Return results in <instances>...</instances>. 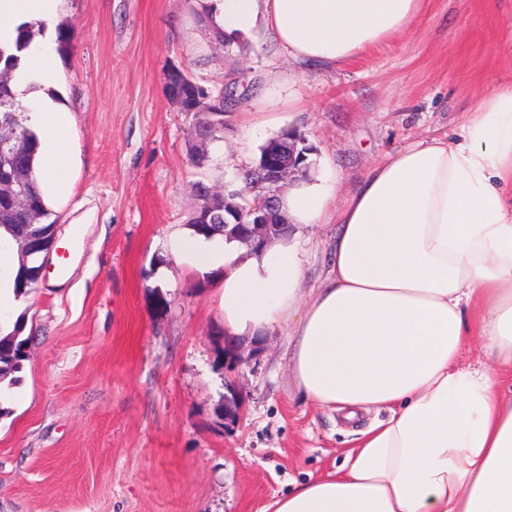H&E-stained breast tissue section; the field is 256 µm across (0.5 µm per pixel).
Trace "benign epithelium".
Here are the masks:
<instances>
[{"mask_svg":"<svg viewBox=\"0 0 512 512\" xmlns=\"http://www.w3.org/2000/svg\"><path fill=\"white\" fill-rule=\"evenodd\" d=\"M299 144L301 140L290 132L266 144L264 158L247 169L249 181L261 194L250 200V191L241 192L240 196L247 200L244 205L232 206L223 189L201 183L194 185L195 196L206 200L207 215L211 220L224 222V235L252 246L290 231V224L279 212V200L285 185L295 179L297 172L306 170L307 149ZM23 150L24 144L16 133L0 126V201L18 212L29 208L27 177L16 164V158ZM16 239L22 260L43 255V262L34 273V280L41 281L55 245L45 246L29 232L26 224L18 225Z\"/></svg>","mask_w":512,"mask_h":512,"instance_id":"benign-epithelium-1","label":"benign epithelium"}]
</instances>
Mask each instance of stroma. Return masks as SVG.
Segmentation results:
<instances>
[{"mask_svg": "<svg viewBox=\"0 0 512 512\" xmlns=\"http://www.w3.org/2000/svg\"><path fill=\"white\" fill-rule=\"evenodd\" d=\"M60 21L72 32L59 99L74 166L52 208L59 250L45 279L0 307V322L24 316L32 337L0 394V512H265L336 469L388 412L349 422L305 404L281 332L257 351L241 337L225 361L221 290L175 252L192 185H237L293 131L308 173L330 170L344 206L372 167L446 138L512 84V0H423L406 32L330 66L289 56L261 23L220 45L186 0H66ZM172 65L210 95L236 93L201 170L186 150L195 115L164 92ZM336 229L293 227L302 298L329 273Z\"/></svg>", "mask_w": 512, "mask_h": 512, "instance_id": "obj_1", "label": "stroma"}]
</instances>
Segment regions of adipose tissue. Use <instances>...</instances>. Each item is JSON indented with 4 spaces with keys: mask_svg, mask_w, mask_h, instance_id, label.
I'll return each instance as SVG.
<instances>
[{
    "mask_svg": "<svg viewBox=\"0 0 512 512\" xmlns=\"http://www.w3.org/2000/svg\"><path fill=\"white\" fill-rule=\"evenodd\" d=\"M65 0H0V46L37 30L13 91L38 137L44 203L70 188L74 119L50 94ZM227 37L264 21L296 59L333 64L404 32L422 0H213ZM336 182L318 173L283 196L295 224L324 223ZM332 267L298 308L295 238L254 249L190 234L187 265L219 274L224 331L295 339L291 372L305 401L356 420L383 407L341 466L275 500L273 512H512V86L455 137L421 140L371 169L338 214ZM477 337L498 372L465 366Z\"/></svg>",
    "mask_w": 512,
    "mask_h": 512,
    "instance_id": "obj_1",
    "label": "adipose tissue"
}]
</instances>
